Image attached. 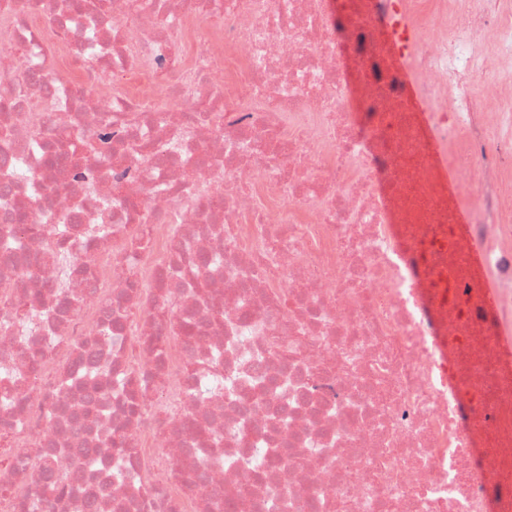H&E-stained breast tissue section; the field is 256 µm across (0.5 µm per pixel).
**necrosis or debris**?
I'll use <instances>...</instances> for the list:
<instances>
[{
    "instance_id": "necrosis-or-debris-1",
    "label": "necrosis or debris",
    "mask_w": 512,
    "mask_h": 512,
    "mask_svg": "<svg viewBox=\"0 0 512 512\" xmlns=\"http://www.w3.org/2000/svg\"><path fill=\"white\" fill-rule=\"evenodd\" d=\"M76 2L0 0V512H512V0Z\"/></svg>"
}]
</instances>
